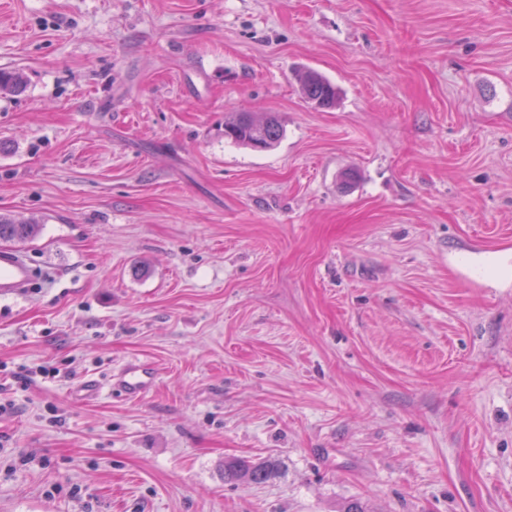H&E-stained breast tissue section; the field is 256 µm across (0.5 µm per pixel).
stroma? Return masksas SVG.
<instances>
[{
  "label": "stroma",
  "instance_id": "35a3bbf8",
  "mask_svg": "<svg viewBox=\"0 0 512 512\" xmlns=\"http://www.w3.org/2000/svg\"><path fill=\"white\" fill-rule=\"evenodd\" d=\"M0 71V512H512V0H0ZM303 97L319 108H331L336 104L338 92L334 84L322 74L307 70L301 79ZM237 113L224 122V138L253 150H268L277 145L283 136V126L278 115L271 112ZM41 224L0 215V241L23 243L41 232ZM32 277V271L23 255L11 250H0L1 293L20 292L29 286ZM155 383L156 371L151 364L143 361H129L123 364L107 383L98 379H88L82 383L79 392L93 398L108 389L135 399L148 394ZM273 473L271 463H255L243 459L224 461L225 482L256 485L265 482Z\"/></svg>",
  "mask_w": 512,
  "mask_h": 512
}]
</instances>
